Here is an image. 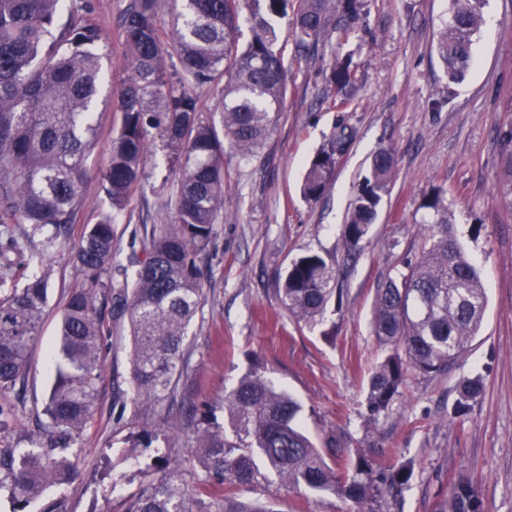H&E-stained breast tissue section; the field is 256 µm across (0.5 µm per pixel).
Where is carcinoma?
<instances>
[{"mask_svg":"<svg viewBox=\"0 0 512 512\" xmlns=\"http://www.w3.org/2000/svg\"><path fill=\"white\" fill-rule=\"evenodd\" d=\"M129 0L119 27L125 46L115 111L120 122L100 173L109 208L85 225L71 247L81 281L66 293L53 351L55 379L45 401L48 444L20 457L0 454V488L23 506L74 471L72 446L93 416L104 378L102 337L129 320L130 387L152 411L177 403L176 375L184 367L190 325L202 301L200 254L224 210V142L245 159L256 156L279 119L287 95L285 47L276 22L290 19L295 57H307L328 35L349 37L364 0ZM485 0H451L437 52L448 79L460 81L473 63L474 36ZM90 0H0V431L14 424L29 377V350L48 304V271L34 238L50 248L66 242L84 195L88 161L101 129L95 120L104 32L91 19ZM69 20L58 26V18ZM252 39L239 47L240 20ZM351 59L334 62L330 83L339 103L351 100ZM224 84L219 115L204 116L197 91ZM159 137L177 167L174 222L152 230L134 261L132 281L112 284L117 218L142 188L147 145ZM348 136L341 128L310 160L301 194L316 201L326 190ZM394 166L390 148L373 155L341 232L347 255L359 253L388 192ZM424 248L406 271L377 289L372 334L386 355L372 369L366 403L372 416L386 411L411 374L448 371L467 351L483 320L486 297L476 264L450 231L445 192L433 188ZM29 230L17 236L13 227ZM335 269L319 255L291 263L280 279L288 313L311 322L342 296ZM481 390L477 378L461 385L456 413ZM232 436L210 422L196 432L194 451L213 491L224 486L277 483L330 493L361 504L379 492L369 460L357 454L337 474L300 422L301 405L254 370L224 398ZM122 512H210L190 506L174 478L168 453ZM413 464L399 466L390 485L402 488ZM437 512H482L476 486L459 479Z\"/></svg>","mask_w":512,"mask_h":512,"instance_id":"obj_1","label":"carcinoma"}]
</instances>
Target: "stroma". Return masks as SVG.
<instances>
[{"label": "stroma", "mask_w": 512, "mask_h": 512, "mask_svg": "<svg viewBox=\"0 0 512 512\" xmlns=\"http://www.w3.org/2000/svg\"><path fill=\"white\" fill-rule=\"evenodd\" d=\"M129 0H91L102 28L104 79L96 117L103 133L116 127L124 45L118 20ZM449 0H366L365 13L346 39L329 38L299 61L286 51L288 93L283 112L257 155L224 152V210L201 256L203 303L189 330L188 367L177 382L176 407H160L165 424L151 447L139 446L145 417L129 384L125 323L105 339L104 380L94 415L78 438V476L49 488L23 512L62 501L66 512H120L155 465L174 446L179 479L190 498H207L192 452L202 416L224 419V398L252 370L265 372L296 397L300 420L330 466L364 454L373 478L386 485L413 461L414 474L397 500L376 512H434L460 476L476 485L484 512H512V0H487L473 43L474 63L449 82L436 52ZM351 57L357 73L352 102L330 104L326 78L335 58ZM351 134L323 197L300 196L306 165L335 127ZM394 154L391 190L356 261H348L340 233L356 187L379 145ZM147 178L116 226L113 284H121L152 229L175 217L178 171L162 142H152ZM107 143L96 146L90 180L72 238L106 209L98 172ZM443 188L453 232L479 266L487 306L469 352L442 375L413 376L379 416L366 405L369 372L382 358L371 330L377 288L415 260L423 246L424 198ZM321 255L337 270L341 304H328L315 322L288 314L278 279L297 258ZM49 301L31 350L32 370L16 428L0 432V449L30 448L38 439L37 411L54 380L49 351L60 306L80 275L67 245L45 254ZM481 392L466 413L455 406L464 379ZM233 497L274 512H357L333 494L264 483L233 490Z\"/></svg>", "instance_id": "obj_1"}]
</instances>
